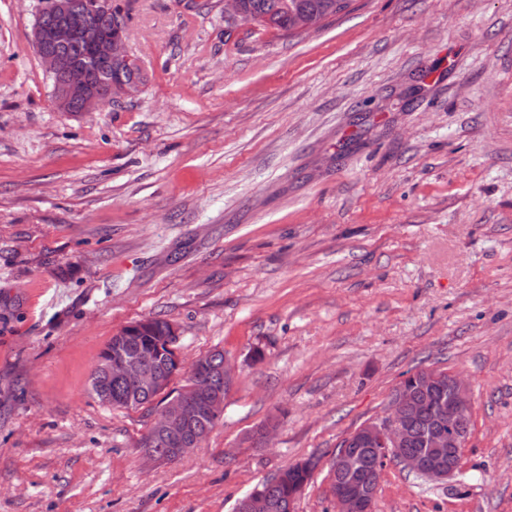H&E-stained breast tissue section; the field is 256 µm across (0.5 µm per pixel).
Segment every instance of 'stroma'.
Listing matches in <instances>:
<instances>
[{
	"label": "stroma",
	"instance_id": "1",
	"mask_svg": "<svg viewBox=\"0 0 512 512\" xmlns=\"http://www.w3.org/2000/svg\"><path fill=\"white\" fill-rule=\"evenodd\" d=\"M114 3L148 83L83 113L33 45L46 0H0V512H232L310 456L295 510L335 512L328 460L421 364L472 431L451 479L388 464L376 512H512V0H353L292 36ZM153 317L241 365L173 463L138 446L157 404L90 390Z\"/></svg>",
	"mask_w": 512,
	"mask_h": 512
}]
</instances>
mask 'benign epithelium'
I'll return each instance as SVG.
<instances>
[{"label":"benign epithelium","instance_id":"1","mask_svg":"<svg viewBox=\"0 0 512 512\" xmlns=\"http://www.w3.org/2000/svg\"><path fill=\"white\" fill-rule=\"evenodd\" d=\"M73 0H50L55 25L46 27L41 18H36L33 27V42L44 72L57 79L56 103L67 112L70 105L77 104L82 112H95L106 103L117 98L136 96L142 85L137 81L114 83L95 71V65L105 63L137 64L126 49L123 34H105L95 25L93 18L99 13L113 11L112 0H84V9L78 13L73 9ZM72 41L84 43L90 51L86 64H73L53 52L49 45L66 44ZM95 370L107 378L125 380L133 384L138 393L148 397L164 392L171 380L165 369L155 364L152 354L145 350L127 353L122 342L106 357L98 358ZM238 366L224 359L218 365L213 356L198 358L189 367V388L196 401L187 402L178 397H169L161 407L151 426V433L171 442V452L181 457L199 446L201 437L195 431V421L201 411L219 417L224 411V396L215 390V380L224 379L232 387ZM412 397V391L404 386L392 396L385 415L379 420L364 423L347 437L344 448L336 456V467L351 464L358 448L372 449L381 460L400 452L407 442V428L411 411L404 402ZM471 419V402L466 382L457 374L448 375V431L435 430L428 434L427 444L434 451L433 466L426 468L417 457H400L401 465L408 472L422 474L437 482L453 476L460 467L461 451L467 440L462 427ZM378 488L353 481L334 495L336 512H374ZM274 506L266 495L254 491L239 500L236 512H273Z\"/></svg>","mask_w":512,"mask_h":512}]
</instances>
